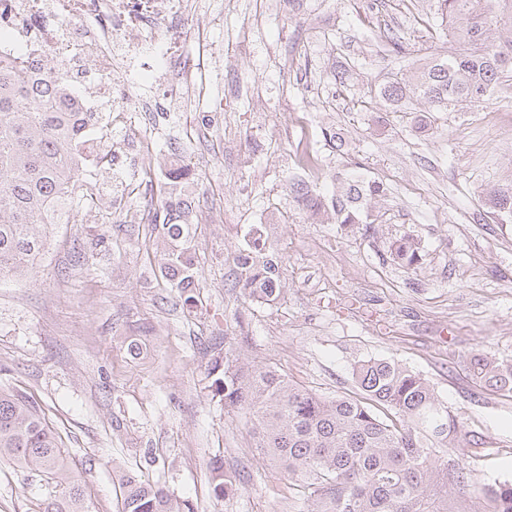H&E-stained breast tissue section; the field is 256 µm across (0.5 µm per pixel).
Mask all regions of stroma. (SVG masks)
Segmentation results:
<instances>
[{"label": "stroma", "mask_w": 512, "mask_h": 512, "mask_svg": "<svg viewBox=\"0 0 512 512\" xmlns=\"http://www.w3.org/2000/svg\"><path fill=\"white\" fill-rule=\"evenodd\" d=\"M223 3V16L194 13L191 27L222 46L209 68L227 82L158 128L124 129L129 143L148 144L126 168L135 194L119 196L99 160L87 173L98 186L94 217L54 226L30 275L0 274V385L38 402L90 512H121L127 473L195 512H307L303 479L258 456L250 423L226 414L208 368L227 354L330 397L355 392V361H401L485 440L487 457L468 466L472 486L512 480V393L479 387L467 369L475 351L512 363V223L474 218L488 190L512 185V94L434 113L422 135L375 111L368 91L387 73L461 51L438 31L430 0ZM177 144L190 197L222 213L198 223L202 287L190 304L159 277L163 241L137 217L147 208L139 188L157 195ZM306 150L319 159L314 192L348 174L383 181L376 235L298 209L289 185ZM253 224L272 225L283 260L284 296L272 306L234 287ZM406 234L421 242L415 269L388 252ZM135 343L142 352L130 353ZM216 458L236 487L223 498ZM52 491L0 465V512H37Z\"/></svg>", "instance_id": "35a3bbf8"}]
</instances>
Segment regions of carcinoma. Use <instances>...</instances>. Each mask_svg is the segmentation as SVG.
<instances>
[{
	"label": "carcinoma",
	"instance_id": "carcinoma-1",
	"mask_svg": "<svg viewBox=\"0 0 512 512\" xmlns=\"http://www.w3.org/2000/svg\"><path fill=\"white\" fill-rule=\"evenodd\" d=\"M448 37L466 45L436 58L410 75L392 73L370 88L387 111L400 113L422 132L434 112L476 103L512 90V26L494 20L512 12V0H431ZM76 93L55 77L31 80L26 71L0 66V273H30L43 254L50 212L66 204L80 176L81 144L96 118L75 110ZM385 184L362 177L338 182L328 198L314 196L302 182L291 183L294 201L337 224H359L376 234L368 202L386 196ZM186 196L182 180L161 188L164 223L154 225L165 248L158 271L186 300L201 287L192 255L198 225L171 223L176 201ZM481 220L512 219V185L487 195ZM408 267L421 261L420 241L405 236L389 246ZM234 287L253 303L271 306L282 295V257L263 227L254 226L235 257ZM474 379L512 393V364L486 354L470 358ZM214 385L229 412H244L254 425L255 448L287 474L304 479L307 512H512V482L469 489L464 458L479 457L484 442L463 433V422L448 411L422 374L389 359L370 358L353 368L357 392L323 397L292 384L268 365L224 357L212 363ZM61 488L41 503L42 512H89L81 484L65 481L69 456L49 428L36 401L0 386V462ZM215 490L230 483L223 463H211ZM122 512H194L163 487L126 477Z\"/></svg>",
	"mask_w": 512,
	"mask_h": 512
}]
</instances>
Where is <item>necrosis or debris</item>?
Segmentation results:
<instances>
[{
	"instance_id": "4bbe7bcc",
	"label": "necrosis or debris",
	"mask_w": 512,
	"mask_h": 512,
	"mask_svg": "<svg viewBox=\"0 0 512 512\" xmlns=\"http://www.w3.org/2000/svg\"><path fill=\"white\" fill-rule=\"evenodd\" d=\"M191 0H0V63H23L39 70L50 55L55 73L79 94L82 111L118 113L130 125L144 115L170 111L173 102L188 103L208 91L205 60L214 45L191 37ZM194 51H184L187 39ZM170 45L169 65L181 79L160 88L158 102L141 100L132 86L115 88L112 68L131 55L154 57Z\"/></svg>"
}]
</instances>
